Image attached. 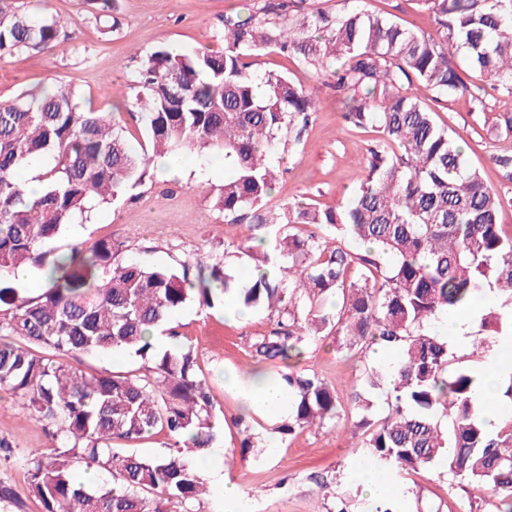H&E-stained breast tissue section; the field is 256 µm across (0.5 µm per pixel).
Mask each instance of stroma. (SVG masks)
<instances>
[{"instance_id":"1","label":"stroma","mask_w":512,"mask_h":512,"mask_svg":"<svg viewBox=\"0 0 512 512\" xmlns=\"http://www.w3.org/2000/svg\"><path fill=\"white\" fill-rule=\"evenodd\" d=\"M262 0H113L117 28H106L87 0H19L22 9L62 16L66 22L59 44L50 51H19L0 57V100L24 90L36 91L54 81L70 85L83 106L98 112H116L131 133H138L135 116L139 88L135 71L140 59L160 46L185 52L224 45V17L248 16ZM371 10L394 21L433 32L431 14L422 0H367ZM255 69L285 72L305 85L318 100V111L302 142L287 154H274L278 171L266 208L279 215L297 202L333 208L345 202L363 182L364 160L381 136L374 129L353 127L345 117L346 99L329 88L327 78L300 59L264 52ZM430 106L463 145L484 183L512 198L492 158L512 153V135L493 133L495 122L512 113V99L486 93V108H473L468 97L430 99ZM223 174L201 170L188 160L168 174L150 170L141 184L118 200L102 205L90 218L76 220L57 240L59 250L69 244L91 246L102 239L123 245L122 259L145 264L179 266L197 256L223 253L242 234L228 224L200 183L221 184ZM274 318L267 312H249L241 318L191 302L179 309L172 324L194 350L202 375L221 417L214 450L242 452L243 458L225 471L227 483L238 491L224 496L222 486L210 487L201 512H336L345 499L349 512H369L372 502L359 480L363 457L348 446L358 419L351 394L361 387L364 361L339 352L333 338L307 347L302 366L337 387L342 418L336 426L315 427L284 436L275 432V420L250 409L244 393L224 385V373L249 376L253 336L269 331ZM249 428L254 446L241 451L242 428ZM0 438L11 442L15 457L0 464V487L10 497L0 499V512H40L30 496L23 464L30 451L49 445L47 430L35 423L22 399L0 390ZM401 491L403 512H476L486 492L450 484L443 470L432 467L394 479Z\"/></svg>"}]
</instances>
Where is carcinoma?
<instances>
[{
  "instance_id": "obj_1",
  "label": "carcinoma",
  "mask_w": 512,
  "mask_h": 512,
  "mask_svg": "<svg viewBox=\"0 0 512 512\" xmlns=\"http://www.w3.org/2000/svg\"><path fill=\"white\" fill-rule=\"evenodd\" d=\"M345 2L351 8L329 15L305 13L298 0H268L259 19L224 16L222 52H151L137 74L141 139H130L115 114L82 107L62 82L0 102V276L28 266L48 283L30 297L0 280V388L52 427L50 446L25 458L42 512H174V504L194 512L206 482L192 457L217 438L215 408L170 318L195 299L275 316L250 342L258 364L298 363L328 336L348 353L399 350L396 365L364 366L369 388L387 387L389 411L374 420L368 399L353 394L361 418L351 447L396 473L438 465L450 481L506 501L497 512H512V422L488 430L474 374L451 369L448 340L435 331L483 291L512 293V237L497 223L512 199L485 185L421 99L424 91L459 94L484 110L471 72L512 98V0H422L433 35L359 6L363 0ZM62 29L56 16L0 0L1 56L50 51ZM264 51L296 56L331 78L352 126L383 136L347 202L288 207L271 239L258 234L273 220L263 210L277 180L270 157L302 141L317 104L288 75L250 70L247 59ZM188 150L202 167L224 159L228 176L209 193L226 223L249 231L224 253L252 261L256 278L239 283L217 255L179 269L124 261L123 244L108 239L54 253L50 244L77 217L140 184L157 159ZM46 159L43 191L32 194L19 172ZM322 226L361 250L330 246L312 231ZM155 331L175 346L159 350ZM114 352L145 366L138 374L85 372L70 362ZM280 380L292 405L282 433L340 420L335 386L304 369ZM155 431L171 440L161 455L112 445ZM78 463L112 482L84 485L73 473Z\"/></svg>"
}]
</instances>
